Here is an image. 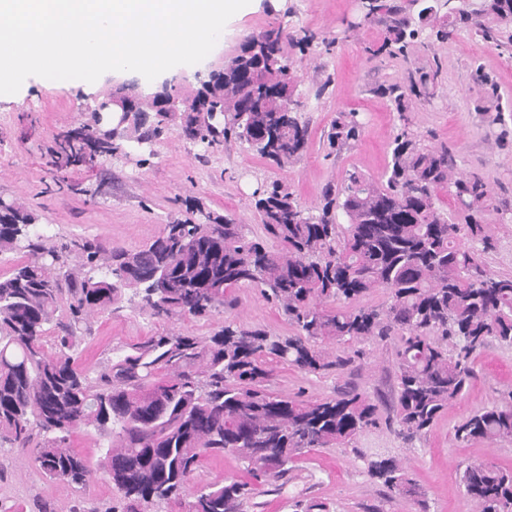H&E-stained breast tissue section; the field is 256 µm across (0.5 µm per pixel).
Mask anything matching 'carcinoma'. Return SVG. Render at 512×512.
Listing matches in <instances>:
<instances>
[{
  "label": "carcinoma",
  "instance_id": "carcinoma-1",
  "mask_svg": "<svg viewBox=\"0 0 512 512\" xmlns=\"http://www.w3.org/2000/svg\"><path fill=\"white\" fill-rule=\"evenodd\" d=\"M447 39L461 22L489 38L490 24L512 29V0H459L438 16L419 11ZM367 15L390 18L379 50L419 36L414 16L396 0H368ZM296 67L281 33L248 37L237 54L190 97L199 112H217L216 129L189 128L195 117L136 112L113 138L140 147L163 126L180 122L208 149L246 144L279 167L307 147L308 127L292 107ZM357 113L332 125L330 147L358 139ZM69 163L88 154L110 157L116 147L85 124L65 139ZM391 161L377 182L353 172L328 187L314 214L288 186L270 182L254 201L264 238L234 216L211 215L166 224L137 250H106L86 241L79 254L37 224L20 204L0 211V258L27 260L0 276V444L34 447L52 480L85 486L92 469L67 445L92 426L107 433L105 473L118 495L111 512H146L177 503L183 512H244L249 483L203 485L185 498L207 456L235 455L256 481L285 477L304 450L349 443L378 423L377 406L359 393L299 400L269 388L267 359L307 372L342 369L351 357L329 359L328 343L398 341L396 421L413 440L457 400L475 377L474 354L488 342L512 347V277L490 274L480 256L494 249L483 214L496 209L487 183L455 171L448 149H432L408 129L390 144ZM446 189L465 213L452 222L436 205ZM346 223L338 222V215ZM171 287H152L156 271ZM257 288L287 317L292 336H272L227 320L213 335L160 333L112 349L94 377L79 364L78 345L91 313L140 297V311L166 320L205 319L232 306L228 292ZM380 288L382 306L352 303ZM54 332L53 350L43 339ZM43 441L33 443L35 433ZM462 441H512V401L493 403L455 429ZM367 473L427 512L425 493L392 458L371 460ZM460 486L475 512H512V468L467 465Z\"/></svg>",
  "mask_w": 512,
  "mask_h": 512
}]
</instances>
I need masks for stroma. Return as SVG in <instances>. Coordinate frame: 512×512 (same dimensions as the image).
Listing matches in <instances>:
<instances>
[{"label": "stroma", "instance_id": "obj_1", "mask_svg": "<svg viewBox=\"0 0 512 512\" xmlns=\"http://www.w3.org/2000/svg\"><path fill=\"white\" fill-rule=\"evenodd\" d=\"M388 23L383 15L366 18L362 0H260L229 23L224 45L206 61V71L221 69L249 36L280 28L294 37L284 50L299 68L294 98L309 140L303 156L284 168L238 143L201 151L174 123L150 148L122 145L110 163L57 169L50 150L60 135L85 123L89 110L121 79L109 77L95 86L78 80L60 88L28 77L17 93L0 96V199L26 204L64 243L91 239L135 250L163 225L198 210L231 213L259 236L263 229L252 200L262 185L281 179L308 208H316L322 189L343 184L351 172L381 179L390 143L406 125L426 145H447L459 172L490 186L499 209L485 213L484 222L496 247L482 262L490 273L512 275V222L501 218L512 213V48L460 29L447 42L389 53L381 48ZM305 36L309 45L299 47ZM391 86L408 89L405 114L393 111L382 96ZM342 112L357 113L363 132L359 141L333 151L327 134ZM231 296L235 306L226 312L179 321L150 318L140 311L138 298L125 296L118 309L90 318L81 365L93 373L113 347L168 331L208 336L228 318L273 335L291 334L282 311L257 289L238 288ZM356 348L361 355L353 363L319 374L270 362L274 392L305 399L358 392L376 404L380 424L342 447L304 451L285 478L257 486L245 512H297L312 501L325 503L329 512H473L459 487L464 467L480 461L512 467V442L463 443L455 427L512 390V347L487 344L464 395L427 435L412 441L390 423L397 393L393 342L367 340ZM107 443L90 427L73 434L72 448L95 468L83 488L49 481L31 450L0 447V512H106L115 497L99 467ZM377 458L403 464L425 492L427 508L371 480L366 466Z\"/></svg>", "mask_w": 512, "mask_h": 512}]
</instances>
